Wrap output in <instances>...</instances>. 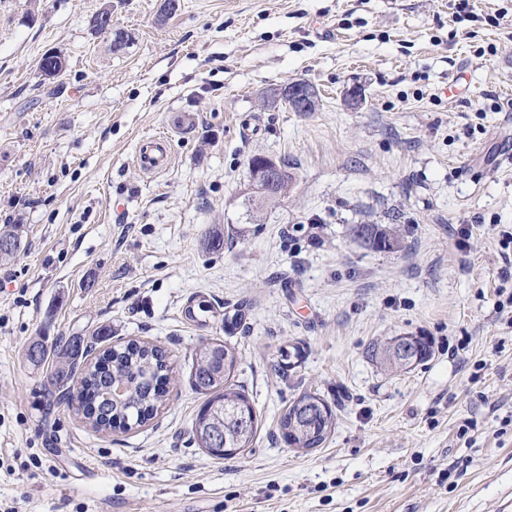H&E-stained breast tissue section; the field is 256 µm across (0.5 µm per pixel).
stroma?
<instances>
[{
    "mask_svg": "<svg viewBox=\"0 0 512 512\" xmlns=\"http://www.w3.org/2000/svg\"><path fill=\"white\" fill-rule=\"evenodd\" d=\"M178 4L0 0V228L24 230L0 261V512H512V0ZM298 80L315 111L269 102ZM174 112L194 126L169 132ZM159 133L175 163L150 178L134 154ZM256 155L287 164L288 198L248 193ZM76 336L170 350L151 420L95 430L24 358ZM396 336L430 357L381 369L367 349ZM207 342L235 347L258 420L224 460L191 432ZM305 391L336 415L309 451L278 431ZM355 232L358 236L363 238L365 242L373 249L381 251L395 250L398 247V239L396 232L393 230L379 229L376 224H360L355 228ZM394 240L396 242L390 243L386 250L384 247H380V244H385Z\"/></svg>",
    "mask_w": 512,
    "mask_h": 512,
    "instance_id": "stroma-1",
    "label": "stroma"
}]
</instances>
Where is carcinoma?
<instances>
[{
	"label": "carcinoma",
	"mask_w": 512,
	"mask_h": 512,
	"mask_svg": "<svg viewBox=\"0 0 512 512\" xmlns=\"http://www.w3.org/2000/svg\"><path fill=\"white\" fill-rule=\"evenodd\" d=\"M64 67L65 60L58 53L43 56L39 64L46 77L59 75ZM355 232L376 250L386 242L397 240L395 231L380 229L375 224H360ZM21 238L17 224L0 232V241L14 243V250L0 253L1 261L17 254ZM369 353L389 370L399 372V361L419 364L429 357L430 346L425 341L395 336L384 345H373ZM87 354L88 345L82 338L69 339L50 350L35 340L25 351L26 359L34 364L53 356L55 369L50 385L63 396L71 392L70 381L77 369H82V386L78 391L82 413L98 431L112 428L115 420L129 427L140 426L162 406L171 372L162 348L130 340L118 348L106 349L96 362L80 365ZM236 364L234 349L221 343L200 346L193 358L192 385L208 399L194 419L192 431L202 430L209 434L210 441L205 447L217 459L224 458V448L249 447L256 435L254 408L244 404L247 397L243 393L227 386ZM335 425V414L324 399L315 393L303 392L281 415L279 432L283 439H291L297 448H318Z\"/></svg>",
	"instance_id": "obj_1"
}]
</instances>
